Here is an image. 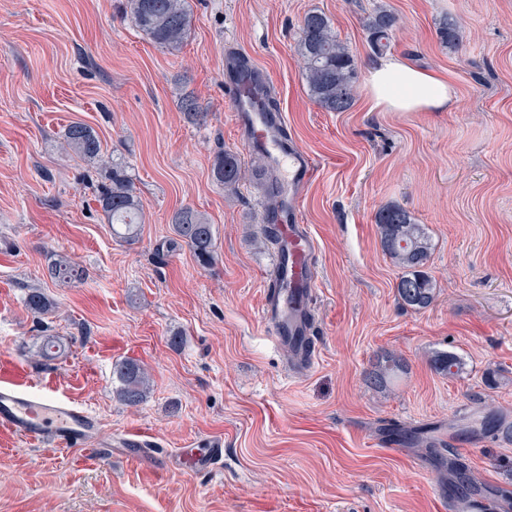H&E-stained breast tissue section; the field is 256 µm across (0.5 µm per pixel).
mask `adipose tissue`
<instances>
[{
    "label": "adipose tissue",
    "instance_id": "obj_1",
    "mask_svg": "<svg viewBox=\"0 0 512 512\" xmlns=\"http://www.w3.org/2000/svg\"><path fill=\"white\" fill-rule=\"evenodd\" d=\"M364 92L383 112H444L459 101L452 82L399 55L385 57L373 66Z\"/></svg>",
    "mask_w": 512,
    "mask_h": 512
}]
</instances>
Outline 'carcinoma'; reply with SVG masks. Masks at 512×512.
I'll return each mask as SVG.
<instances>
[{"mask_svg":"<svg viewBox=\"0 0 512 512\" xmlns=\"http://www.w3.org/2000/svg\"><path fill=\"white\" fill-rule=\"evenodd\" d=\"M126 13L152 42L169 51L180 50L188 35L187 0H127ZM396 27L397 18L391 13L381 11L369 18L366 29L373 49L380 51L387 47ZM296 51L303 61L312 98L328 112L348 110L356 91L355 61L348 47L337 39L325 14L317 10L305 14ZM65 142L84 160L101 164L106 182L98 185L95 200L111 224L124 227V238L135 240L140 201L126 167L102 159L98 135L83 122H73L66 128ZM213 175L224 189L236 191L242 179L238 155L226 150L219 153L214 161ZM171 223L175 234L188 246L199 264H211L216 248L212 225L189 207L176 211ZM376 224L384 252L404 269L396 285L398 301L415 310L429 307L435 299V283L424 271L431 255V241L425 228L413 223L408 211L398 205L380 210ZM400 241L405 246H398ZM47 272L50 278L66 283L81 282L86 276L83 268L63 260L52 261ZM25 305L34 315H43L53 307L52 301L39 290L28 293ZM114 373L121 382L117 396L124 404L137 406L148 397L149 377L140 365L120 362L115 365ZM480 427L486 432H500L507 438L512 437V423L508 415L501 412L484 417ZM450 470L456 477L460 497H468L477 487V478L457 459L451 461Z\"/></svg>","mask_w":512,"mask_h":512,"instance_id":"cac0c4a2","label":"carcinoma"}]
</instances>
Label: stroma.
Listing matches in <instances>:
<instances>
[{
	"instance_id": "stroma-1",
	"label": "stroma",
	"mask_w": 512,
	"mask_h": 512,
	"mask_svg": "<svg viewBox=\"0 0 512 512\" xmlns=\"http://www.w3.org/2000/svg\"><path fill=\"white\" fill-rule=\"evenodd\" d=\"M124 4L0 0V365L98 420L81 448L0 436V512H452L442 475L457 454L483 512H502L512 441L480 422L512 415V0H188L174 53ZM381 9L398 19L390 53L449 75L457 107L380 112L361 92L344 112L314 102L295 51L305 13L330 19L361 88L379 58L365 22ZM232 53L267 79L291 143L318 164L300 203L316 346L301 372L260 322L275 250L224 97ZM188 95L204 123L186 119ZM76 120L128 167L143 213L135 241L98 206L99 169L63 147ZM223 150L247 168L233 193L212 173ZM394 204L431 238L436 298L423 310L399 304L401 270L380 244L376 215ZM184 207L213 226L211 267L173 241ZM59 257L84 281H51ZM35 289L54 304L40 319L24 304ZM438 352L459 358L457 374L435 368ZM390 357L399 369L371 384ZM124 360L150 377L136 407L117 397ZM395 426L441 442L443 458L394 443ZM131 431L150 442L145 460L115 446ZM212 436L224 441L215 467L180 469L174 452Z\"/></svg>"
}]
</instances>
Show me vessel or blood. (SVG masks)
<instances>
[{"label":"vessel or blood","instance_id":"b4317fda","mask_svg":"<svg viewBox=\"0 0 512 512\" xmlns=\"http://www.w3.org/2000/svg\"><path fill=\"white\" fill-rule=\"evenodd\" d=\"M234 107L233 118L247 147L266 160L278 204L269 220L275 231L277 264L271 278L278 286L269 290L260 318L276 342L300 336L311 341L313 328L302 314L310 306L314 288V242L303 224L299 199L318 171L314 158L297 147L285 146L276 116L264 112L257 99L237 83L226 86ZM20 372L0 382V433L17 436L38 446L73 448L94 434L97 421L84 407L69 401L27 392ZM224 442L211 440L207 452L187 456L195 471L210 469L223 453Z\"/></svg>","mask_w":512,"mask_h":512}]
</instances>
